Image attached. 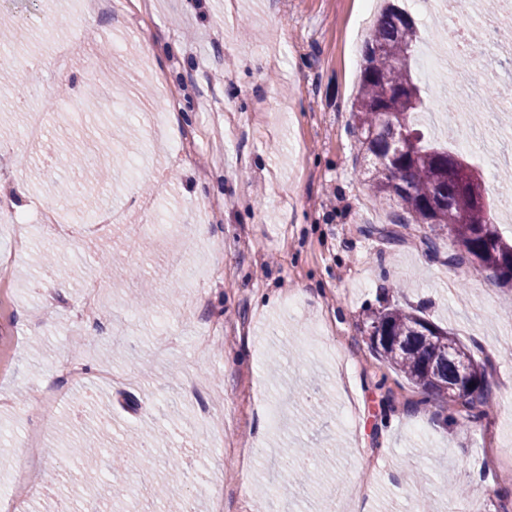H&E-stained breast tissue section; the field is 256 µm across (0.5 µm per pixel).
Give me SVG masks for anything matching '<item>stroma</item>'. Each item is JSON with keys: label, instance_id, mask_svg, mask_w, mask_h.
Returning a JSON list of instances; mask_svg holds the SVG:
<instances>
[{"label": "stroma", "instance_id": "stroma-1", "mask_svg": "<svg viewBox=\"0 0 512 512\" xmlns=\"http://www.w3.org/2000/svg\"><path fill=\"white\" fill-rule=\"evenodd\" d=\"M148 2L91 17L84 0H0L14 56L0 60V208L28 218L20 231L0 221V253L14 255L0 286V512H117L114 485L136 512H164L160 472L106 457L94 490L41 482L103 412L113 434L165 433L158 453L181 456L192 512H405L420 489L430 512H512L480 454L512 463V283L445 264L447 235L434 254L419 227L395 245L365 232L404 215L375 202L352 130L377 9ZM425 82L432 138L500 127L474 158L495 197L512 178V98L452 131L446 76ZM35 110L45 133L29 141ZM61 194L67 238L41 226ZM92 213L111 221L91 226ZM147 218L151 248L114 251ZM387 298L487 362L482 420L441 397L423 407L372 352L363 314ZM336 444L316 483L281 486L289 454Z\"/></svg>", "mask_w": 512, "mask_h": 512}]
</instances>
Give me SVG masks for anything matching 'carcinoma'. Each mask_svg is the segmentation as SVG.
<instances>
[{"mask_svg":"<svg viewBox=\"0 0 512 512\" xmlns=\"http://www.w3.org/2000/svg\"><path fill=\"white\" fill-rule=\"evenodd\" d=\"M422 30L411 15L387 3L366 41L359 92L353 103V130L360 149L373 158L367 185L380 204L396 202L409 215L399 222L427 225L431 231L454 232L458 249L450 266L473 262L504 282L512 266V242L499 232L491 204L475 201L469 181L476 173L466 156L435 143L420 129L426 113V88L414 75ZM409 141L396 152L400 138ZM379 326L382 337H369L371 349L427 394L444 397L458 383L465 360L471 384L463 390L466 405L482 409L489 400L485 369L471 349L447 329L436 325L420 308L399 305L366 310L364 326ZM134 469L149 468L154 459L141 449L127 452Z\"/></svg>","mask_w":512,"mask_h":512,"instance_id":"cac0c4a2","label":"carcinoma"}]
</instances>
